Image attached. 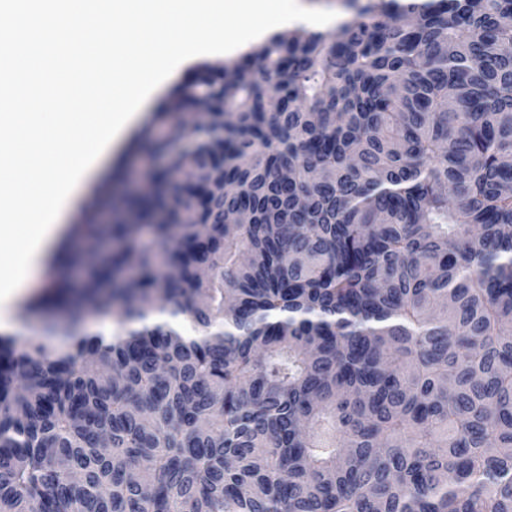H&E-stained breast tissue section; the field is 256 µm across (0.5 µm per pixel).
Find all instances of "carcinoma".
<instances>
[{
    "label": "carcinoma",
    "instance_id": "obj_1",
    "mask_svg": "<svg viewBox=\"0 0 512 512\" xmlns=\"http://www.w3.org/2000/svg\"><path fill=\"white\" fill-rule=\"evenodd\" d=\"M354 8L160 109L114 334L0 336V512H512V0Z\"/></svg>",
    "mask_w": 512,
    "mask_h": 512
}]
</instances>
